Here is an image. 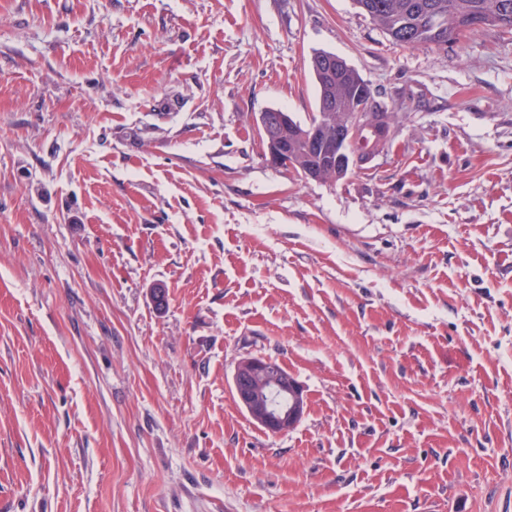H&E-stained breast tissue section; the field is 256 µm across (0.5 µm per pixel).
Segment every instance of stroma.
<instances>
[{"instance_id":"obj_1","label":"stroma","mask_w":512,"mask_h":512,"mask_svg":"<svg viewBox=\"0 0 512 512\" xmlns=\"http://www.w3.org/2000/svg\"><path fill=\"white\" fill-rule=\"evenodd\" d=\"M317 49L396 114L335 183L258 128L308 121ZM247 355L304 387L288 433ZM0 512H512V32L0 0ZM277 361L248 355L236 363L232 381L238 403L272 434H284L301 420L307 404L304 387Z\"/></svg>"}]
</instances>
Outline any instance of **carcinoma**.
I'll use <instances>...</instances> for the list:
<instances>
[{
    "label": "carcinoma",
    "instance_id": "obj_1",
    "mask_svg": "<svg viewBox=\"0 0 512 512\" xmlns=\"http://www.w3.org/2000/svg\"><path fill=\"white\" fill-rule=\"evenodd\" d=\"M369 0H354L355 5L397 45H442L464 33L463 21L476 12L492 14L502 3L512 0H383L385 8L374 13ZM377 111L387 107L378 100V92L350 64L336 76V111L361 112L369 102Z\"/></svg>",
    "mask_w": 512,
    "mask_h": 512
}]
</instances>
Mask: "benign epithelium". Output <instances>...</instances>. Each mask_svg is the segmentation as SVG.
<instances>
[{
	"label": "benign epithelium",
	"instance_id": "obj_1",
	"mask_svg": "<svg viewBox=\"0 0 512 512\" xmlns=\"http://www.w3.org/2000/svg\"><path fill=\"white\" fill-rule=\"evenodd\" d=\"M342 60L333 55L311 56L309 67L321 76L334 74ZM261 130L265 136L267 158L271 165H292L284 147V135L293 132L288 114L279 111L263 112L259 116ZM364 131L370 137L369 145L353 147L358 133ZM391 117L369 108L357 113L355 123L336 126V136H331L318 122L310 127L309 149L317 160L310 171L309 179L323 181L327 173L339 177L348 169L369 161L376 155L374 145L386 146L391 142ZM233 387L238 403L253 421L272 434H284L301 420L307 404L304 387L285 372L276 360L265 356L248 355L236 363Z\"/></svg>",
	"mask_w": 512,
	"mask_h": 512
}]
</instances>
